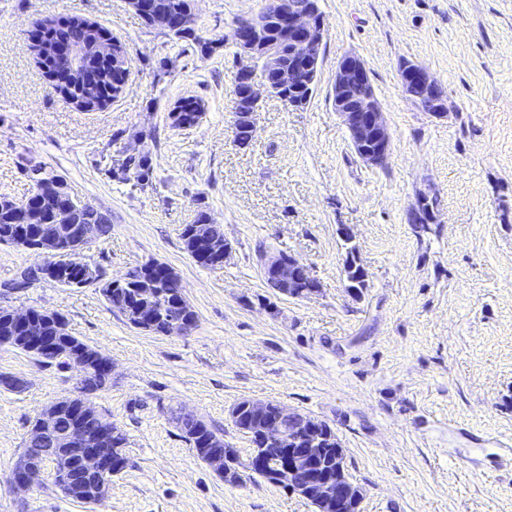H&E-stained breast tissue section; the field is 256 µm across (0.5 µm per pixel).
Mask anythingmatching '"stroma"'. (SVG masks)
<instances>
[{
  "label": "stroma",
  "instance_id": "35a3bbf8",
  "mask_svg": "<svg viewBox=\"0 0 512 512\" xmlns=\"http://www.w3.org/2000/svg\"><path fill=\"white\" fill-rule=\"evenodd\" d=\"M267 0H194L211 55L145 26L128 0H0V195L21 200L42 165L107 215L109 234L82 254L103 281L151 259L171 267L196 314L190 335L132 326L99 287L39 283L0 306L63 315L102 350L112 379L92 404L125 434L126 467L95 506L65 497L46 463L24 493L11 485L31 425L74 394L79 374L0 347V512H314L261 477L224 482L172 419L198 415L240 456L251 442L230 411L276 402L325 422L364 491L361 512H512V0H320L327 26L303 110L263 98L251 144L231 141L234 29ZM78 16L124 50L127 78L105 108L78 110L36 65L31 33ZM359 56L391 136L383 167L365 165L331 99L336 64ZM426 66L449 112L403 92L400 65ZM205 108L172 128L184 98ZM151 152L147 188L110 169L135 140ZM435 223L414 224L420 194ZM223 225L233 254L199 266L181 231L198 212ZM349 225L351 241L340 228ZM305 263L320 288H270L259 248ZM354 250L366 272L347 290Z\"/></svg>",
  "mask_w": 512,
  "mask_h": 512
}]
</instances>
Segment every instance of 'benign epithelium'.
Listing matches in <instances>:
<instances>
[{
  "mask_svg": "<svg viewBox=\"0 0 512 512\" xmlns=\"http://www.w3.org/2000/svg\"><path fill=\"white\" fill-rule=\"evenodd\" d=\"M265 14L276 16L285 33L288 35V47L294 64L284 67L275 49L267 43L265 31L260 17L244 19L238 22L234 39L238 46L239 71L248 78L251 109L248 112L233 113L231 124L232 143L245 148L252 142L256 126L255 116L263 96H279L288 88L297 69L307 73L309 84L317 81L322 63L321 50L326 34V22L319 9V0H268L263 10ZM56 53L71 60L67 81L82 78L81 65L73 60V49L70 45H58ZM261 72L262 81H255V72ZM404 92L416 105L423 101L431 92L439 88L435 77L428 68L415 63L401 65ZM370 83L369 73L364 61L354 54L344 55L337 63L333 83V104L342 118L352 149L356 156L371 167L384 166L390 156L391 136L375 95L371 94L360 101H354L350 92ZM56 194L47 198H39V204L26 210V223L41 224L47 214L53 216L57 224L71 223V210L60 206L57 200L68 191L67 186L55 183ZM191 235L197 242L207 245V253L220 255L228 259L231 254L229 243L216 244L209 241L208 225L194 224ZM79 244L64 251L59 250L51 237L38 236L19 238L20 246L41 256L42 261L33 269L39 273L45 269L53 270L67 265L86 271L84 284L100 281L97 269L80 259L81 252L99 238V225L84 224L77 229ZM261 267L268 277V285L275 291L285 295L287 291L301 285H310L302 290L301 296L316 291L312 287L315 279L310 275L308 267L294 256L282 251L265 252L260 258ZM13 318L28 322V344L32 355L38 359H46L57 354L54 341L46 336L41 325L27 320L28 313L12 310ZM130 323L135 327H157L156 321L148 308L141 307L129 316ZM165 335H188L194 327L193 320L182 314L162 323ZM67 367L79 369L93 363L98 373L104 377L112 376V360L99 355L90 354L84 349L67 356ZM251 409L265 417L257 439L263 448H286L288 455L284 464L272 473L273 481L285 486L288 490L314 503L323 512H333L347 503H360L362 493L346 477L342 475V466L336 467V475L325 476L315 465L318 450L325 442L334 438L330 429L313 418L291 410L275 402H249ZM60 407L47 405L40 414L41 428L37 433L41 439L49 440L58 448H67L74 456L73 464H63V490H72L84 486L90 479H99L98 494L107 492L105 478L112 471V455L105 448L96 447V441L84 429L85 411L72 410L69 423L65 430H54L56 421L61 417ZM41 473V468L26 456L20 457L13 468V486L17 491L33 485Z\"/></svg>",
  "mask_w": 512,
  "mask_h": 512,
  "instance_id": "obj_1",
  "label": "benign epithelium"
}]
</instances>
